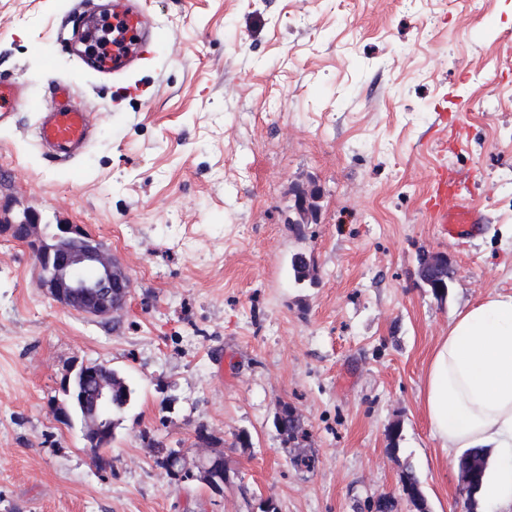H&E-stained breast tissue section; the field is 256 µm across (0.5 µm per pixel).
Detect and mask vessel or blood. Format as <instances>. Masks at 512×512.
<instances>
[{"mask_svg":"<svg viewBox=\"0 0 512 512\" xmlns=\"http://www.w3.org/2000/svg\"><path fill=\"white\" fill-rule=\"evenodd\" d=\"M102 19L96 0H81L68 15L64 45L94 73L127 77L140 65L158 29L145 26L137 0H112V28L123 37L125 47L95 51L91 43ZM48 85L49 96L41 100L25 97L15 82L0 78V124L10 121L19 104H26L37 114L35 135L44 158L53 163L77 161L90 141L89 114L76 103L71 84L52 78ZM464 184L459 172L437 169L427 198L434 223L440 225L444 236L455 240L473 238L481 229L482 216Z\"/></svg>","mask_w":512,"mask_h":512,"instance_id":"b4317fda","label":"vessel or blood"}]
</instances>
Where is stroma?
I'll list each match as a JSON object with an SVG mask.
<instances>
[{"mask_svg": "<svg viewBox=\"0 0 512 512\" xmlns=\"http://www.w3.org/2000/svg\"><path fill=\"white\" fill-rule=\"evenodd\" d=\"M71 4L0 0V76L33 96L46 71L69 79L93 128L69 165L43 157L34 113L0 125V219L82 225L130 295L104 319L64 308L0 232V512H367L384 495L417 512L408 468L429 512H466L420 392L453 317L512 293V0H144L163 39L124 84L58 41ZM442 108L463 145L435 144ZM440 167L485 214L474 239L430 221ZM423 250L452 263L444 297ZM297 251L315 268L301 284ZM83 361L134 391L103 461L49 407ZM284 404L305 429L291 443ZM201 428L220 494L171 482L149 446L195 464Z\"/></svg>", "mask_w": 512, "mask_h": 512, "instance_id": "35a3bbf8", "label": "stroma"}]
</instances>
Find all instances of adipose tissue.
<instances>
[{
	"instance_id": "adipose-tissue-1",
	"label": "adipose tissue",
	"mask_w": 512,
	"mask_h": 512,
	"mask_svg": "<svg viewBox=\"0 0 512 512\" xmlns=\"http://www.w3.org/2000/svg\"><path fill=\"white\" fill-rule=\"evenodd\" d=\"M422 403L445 456L488 449L480 496L512 512V293L455 315L429 357Z\"/></svg>"
}]
</instances>
